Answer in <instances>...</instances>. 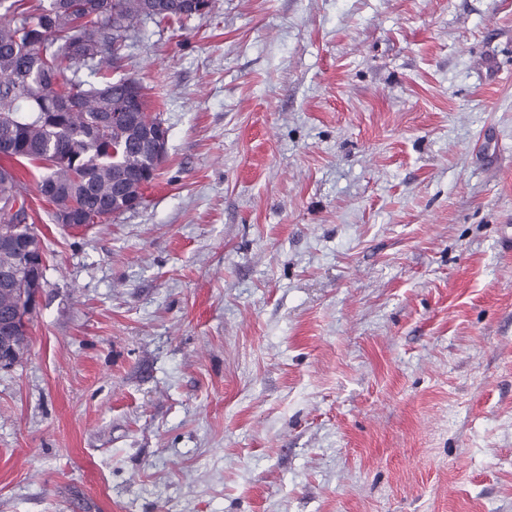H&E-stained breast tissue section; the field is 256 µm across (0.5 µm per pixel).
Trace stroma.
Masks as SVG:
<instances>
[{"instance_id":"obj_1","label":"stroma","mask_w":512,"mask_h":512,"mask_svg":"<svg viewBox=\"0 0 512 512\" xmlns=\"http://www.w3.org/2000/svg\"><path fill=\"white\" fill-rule=\"evenodd\" d=\"M144 204L53 223L0 512H512V0H212L122 51Z\"/></svg>"}]
</instances>
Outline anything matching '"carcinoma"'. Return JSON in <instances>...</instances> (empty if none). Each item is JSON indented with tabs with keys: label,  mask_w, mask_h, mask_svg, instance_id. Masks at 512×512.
I'll return each mask as SVG.
<instances>
[{
	"label": "carcinoma",
	"mask_w": 512,
	"mask_h": 512,
	"mask_svg": "<svg viewBox=\"0 0 512 512\" xmlns=\"http://www.w3.org/2000/svg\"><path fill=\"white\" fill-rule=\"evenodd\" d=\"M166 9L150 21L182 24L193 19L184 0H163ZM147 0H0V212L23 194L15 223L36 234L27 184L13 163L36 162L48 170L62 194L49 199L57 212L74 207L79 224H97L121 210L114 184L143 170H158L151 155L136 147L154 126L147 94L129 98L125 83H99L84 71L112 67V55L147 23ZM119 112L125 121H104ZM98 129L94 142L86 130ZM17 286L0 281V317L30 314L22 303L26 271L14 254L0 252V271Z\"/></svg>",
	"instance_id": "1"
}]
</instances>
